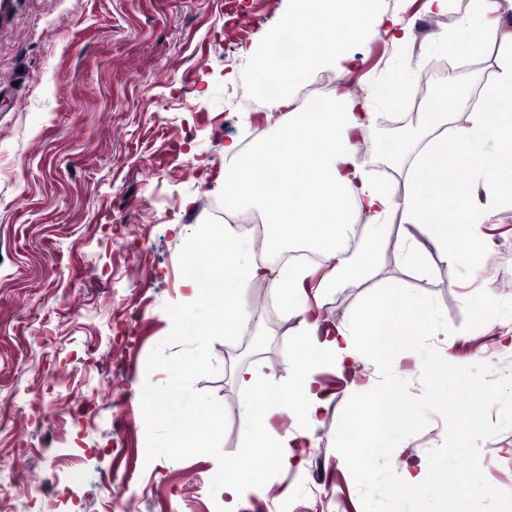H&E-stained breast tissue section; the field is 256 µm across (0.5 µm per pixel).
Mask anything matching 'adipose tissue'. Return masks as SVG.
Here are the masks:
<instances>
[{
  "label": "adipose tissue",
  "instance_id": "1",
  "mask_svg": "<svg viewBox=\"0 0 512 512\" xmlns=\"http://www.w3.org/2000/svg\"><path fill=\"white\" fill-rule=\"evenodd\" d=\"M470 3L467 17L438 38L435 50L483 56L494 35L485 22L487 14L512 10V0ZM371 12L369 0H288L286 18L257 55L252 71L257 94L278 105L302 87L312 71L342 74L351 47L373 29H385L399 42L412 38V31L396 18L375 19ZM501 43L495 76L480 91L484 106L471 112L466 125L449 126L448 112L464 94L459 88L445 90L417 113L408 138L376 144V153L405 173L401 196L371 181L354 141L377 126L383 111L399 104L407 80L402 68L372 86L362 99L328 96L310 111L289 113L273 136L247 147L236 140L225 144V204L237 208L262 201L263 220L273 229L275 244L320 243L331 266L325 282L329 288L363 274L379 247L386 245L384 221L394 212L403 223L395 248L404 264L422 263L429 253L444 262L462 260L487 203L503 187H512V33L502 35ZM362 212L373 213L378 221L353 250L347 241L354 233V214ZM202 233L213 257L204 265H188L187 307L206 306L213 328L239 335L250 319L236 309L240 291L275 273L282 282V307L291 310V297L304 286L311 269L289 266L273 271L269 260L249 252L230 224L206 227ZM430 315L426 303L392 289L375 297L356 319L326 334L314 317L303 316L301 338L288 348V374L278 389L262 390L252 368L234 367V381L245 396L240 417L250 435L220 471L224 512H236L243 489L258 483L266 464L288 458L299 439L310 438L326 407L313 377L318 367L327 362L344 366L366 353L379 368L392 369L399 350L410 342L411 321ZM140 401L153 416L172 420L167 438L154 446V453L194 447L215 434L206 406L190 403L178 408L148 391ZM282 402L302 427L272 437L265 421Z\"/></svg>",
  "mask_w": 512,
  "mask_h": 512
}]
</instances>
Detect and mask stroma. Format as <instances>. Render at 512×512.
<instances>
[{
	"instance_id": "1",
	"label": "stroma",
	"mask_w": 512,
	"mask_h": 512,
	"mask_svg": "<svg viewBox=\"0 0 512 512\" xmlns=\"http://www.w3.org/2000/svg\"><path fill=\"white\" fill-rule=\"evenodd\" d=\"M287 0H0V512H221L211 477L247 438L244 400L232 364L256 368L272 386L288 373L285 352L301 334L298 309L335 326L377 287L397 284L432 296L452 334L432 345L450 363L487 362L512 371L502 335L512 327V255L473 267L428 259L404 267L383 247L366 280L320 289L329 264H313L294 311L278 283L254 281L240 309L266 343L210 331L198 310L181 334L184 259L200 225L224 222V144L273 136L279 112L254 118L249 69L283 22ZM469 0L430 17L426 0H376L375 13L416 29L393 44L381 35L356 45L343 75L361 97L396 64L418 78L437 36L453 29ZM251 18L244 29L229 14ZM358 139L370 177L401 195L404 177L378 164ZM486 252L512 244V196L499 198L479 228ZM490 298L483 317L472 305ZM205 362L180 393L171 371L188 354ZM327 402L311 446L274 464L242 492L238 512H362L357 486L333 440L349 398L376 385L370 358L354 373L314 372ZM202 402L218 420L203 448H173L149 461V439L168 434L141 408L139 392ZM394 451L397 473L427 461L445 437L430 413ZM480 466L512 492V429L484 440Z\"/></svg>"
}]
</instances>
